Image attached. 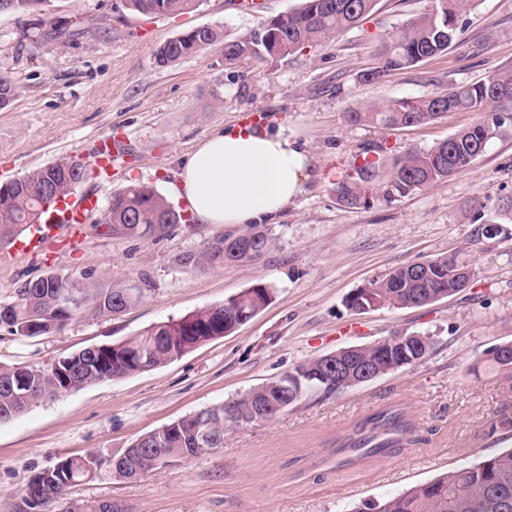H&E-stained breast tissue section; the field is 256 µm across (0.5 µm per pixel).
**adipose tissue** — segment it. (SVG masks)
<instances>
[{"label": "adipose tissue", "mask_w": 512, "mask_h": 512, "mask_svg": "<svg viewBox=\"0 0 512 512\" xmlns=\"http://www.w3.org/2000/svg\"><path fill=\"white\" fill-rule=\"evenodd\" d=\"M309 157L287 128H220L180 165L178 197L200 224H259L292 203Z\"/></svg>", "instance_id": "adipose-tissue-1"}]
</instances>
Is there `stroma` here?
<instances>
[{
  "label": "stroma",
  "mask_w": 512,
  "mask_h": 512,
  "mask_svg": "<svg viewBox=\"0 0 512 512\" xmlns=\"http://www.w3.org/2000/svg\"><path fill=\"white\" fill-rule=\"evenodd\" d=\"M300 0H201L194 11L149 18L125 0H49L24 17L0 12V74L16 87L0 109V184L78 156L90 161L103 136L128 143V163L107 182H83L101 201L130 181L172 196L182 159L215 129L241 124L287 127L309 154L300 195L270 224L274 247L250 263L184 267L178 259L239 226H172L129 238L86 224L82 242L53 229L35 252L0 244V308L21 285L50 273L92 287L131 288L139 299L112 316L84 314L35 337L0 324V368L44 364L84 348L116 343L257 283L271 303L233 333L181 358L43 401L0 422V512H15L29 481L68 456L120 452L141 435L236 398L339 349L392 333H428L433 353L329 398H309L272 421L228 431L224 445L131 480L72 486L67 502H112L117 512H354L440 474L512 448V388L486 364L487 350L512 343V224L495 239L473 237L476 215L492 218L512 197V120L468 167L391 203L347 209L333 184L361 149L427 150L481 120L478 112L390 130L353 123L348 112L387 106L512 69V0H478L445 53L363 81L391 36L431 12L434 0H378L344 35L283 59L224 63L223 40L171 66L158 49L204 26L225 38L250 35ZM76 39L43 45L47 21ZM469 262V288L428 305L362 313L347 297L386 272L443 256ZM397 405L413 421L414 443L354 459L346 437L373 413Z\"/></svg>",
  "instance_id": "stroma-1"
}]
</instances>
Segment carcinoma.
<instances>
[{
	"label": "carcinoma",
	"mask_w": 512,
	"mask_h": 512,
	"mask_svg": "<svg viewBox=\"0 0 512 512\" xmlns=\"http://www.w3.org/2000/svg\"><path fill=\"white\" fill-rule=\"evenodd\" d=\"M48 0H5L4 10L23 17ZM200 0H126L135 13L156 16L193 10ZM476 0H438L426 16L405 25L395 34L379 65L365 71L362 78L378 80L387 73L412 67L444 53L452 44L458 20L472 9ZM377 0H301L300 6L285 16L264 23L249 37L224 41V64L245 58L265 61L285 58L304 48L317 46L341 35L364 21ZM223 33L206 28L199 33L182 34L163 45L156 55L161 66L175 64ZM490 105L512 107V70H496L474 83L450 87L428 97L402 98L387 108L365 107L349 113L354 123L364 122L384 128L412 126L434 121L452 111L483 112ZM506 117L494 113L491 120L465 128L442 143L424 151L389 155L385 150L363 149L354 156L333 191L337 202L350 209L368 208L375 201L392 200L422 190L469 166L486 148L494 131ZM86 165L72 159L37 169L17 181L0 185V240H10L17 228L35 224L49 212L38 190L51 184L54 194L66 197L85 180ZM497 215L474 228L476 240L493 239L502 225L512 223V199L500 201ZM186 221L171 207L166 197L144 185H129L112 194L104 217L114 235L145 237L161 235L175 224ZM252 245L240 238L218 237L199 252L181 256L182 266L222 268L226 263L257 260L253 251L268 252L274 238L266 229L246 230ZM417 267L426 276L416 278L397 268L367 288L352 293L346 305L353 311L379 307H407L430 304L469 287L471 278L458 258L437 257ZM272 288L256 284L226 303L208 306L178 319L159 323L116 345L101 344L92 354L75 353L46 364H18L0 370V421H9L38 403L97 382L140 373L174 361L209 341L213 336L234 332L240 315L256 316L271 301ZM138 300L128 288L79 287L52 274L29 281L18 290L15 305L0 310V323L26 338L40 336L74 318L91 312L98 316L122 311ZM435 341L428 334L394 333L378 342L354 350L339 349L331 360H308L286 374L272 379L244 395L166 424L135 440L137 452L112 463V455L97 452L65 457L42 470L43 482L30 479L15 512H28L24 505L37 501L41 512H58L66 491L80 482L104 477L132 479L165 466L174 457L196 458L224 447L228 427L270 421L277 414L307 398L339 394L350 388L346 379L363 366L381 369L382 374L417 364L429 356ZM11 388H5V385ZM364 425L368 433L352 442L364 454H379L398 448L411 433L405 414L381 411ZM356 512H512V449L482 458L436 479L398 494L366 504Z\"/></svg>",
	"instance_id": "1"
}]
</instances>
